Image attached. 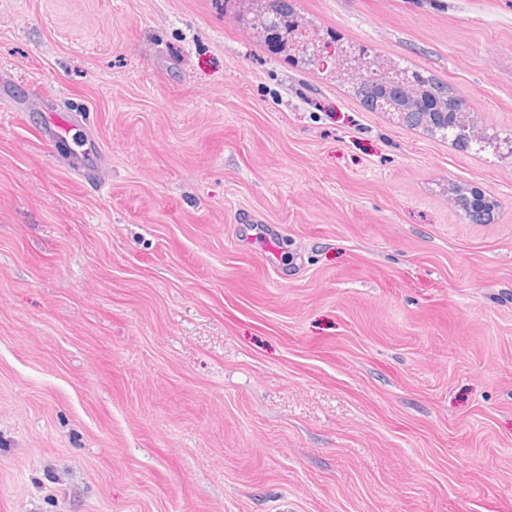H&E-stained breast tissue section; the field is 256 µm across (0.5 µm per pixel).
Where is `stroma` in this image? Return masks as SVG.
<instances>
[{
  "label": "stroma",
  "mask_w": 512,
  "mask_h": 512,
  "mask_svg": "<svg viewBox=\"0 0 512 512\" xmlns=\"http://www.w3.org/2000/svg\"><path fill=\"white\" fill-rule=\"evenodd\" d=\"M248 9L0 0V512H512V156ZM296 11L512 131V0ZM453 110L448 112H438L441 126L448 130L454 140H458V143L465 147L466 150L471 148L472 143H480L481 139L478 135V130L475 128L467 108L464 102L456 98L453 102ZM399 120L402 121L406 126L412 128H419L426 132L430 136H440L442 139H448V136L444 135V132L440 130L439 125L432 124L429 117L425 115V112H394Z\"/></svg>",
  "instance_id": "1"
}]
</instances>
